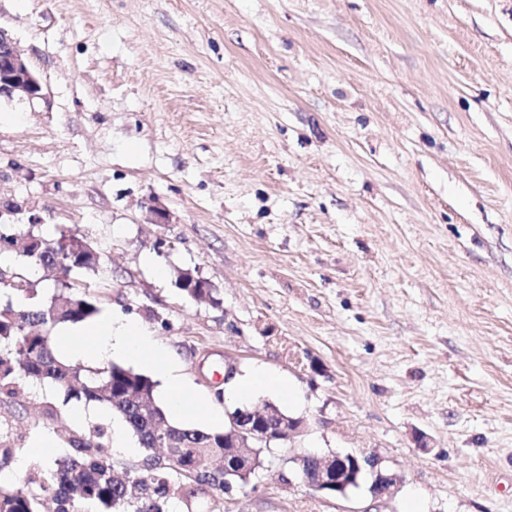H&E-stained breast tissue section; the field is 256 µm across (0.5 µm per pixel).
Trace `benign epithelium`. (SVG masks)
Listing matches in <instances>:
<instances>
[{"label":"benign epithelium","instance_id":"obj_1","mask_svg":"<svg viewBox=\"0 0 512 512\" xmlns=\"http://www.w3.org/2000/svg\"><path fill=\"white\" fill-rule=\"evenodd\" d=\"M41 80L30 67L23 53L8 30L0 27V96H18L33 100L42 96ZM229 422L224 433V484L232 477L255 470L262 465L264 451L280 445L305 431V421L300 418H282L280 422H267L268 412L252 408L247 412L228 414ZM295 464L294 475L301 483L327 494H341L347 484L346 477L352 469H361L359 459L350 453L319 454L302 449L290 458ZM394 474L377 472L371 494L375 499L389 497L397 485Z\"/></svg>","mask_w":512,"mask_h":512}]
</instances>
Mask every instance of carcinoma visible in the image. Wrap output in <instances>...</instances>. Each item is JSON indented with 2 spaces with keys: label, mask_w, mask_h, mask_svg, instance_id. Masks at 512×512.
<instances>
[{
  "label": "carcinoma",
  "mask_w": 512,
  "mask_h": 512,
  "mask_svg": "<svg viewBox=\"0 0 512 512\" xmlns=\"http://www.w3.org/2000/svg\"><path fill=\"white\" fill-rule=\"evenodd\" d=\"M2 241L11 245L5 251L29 267L56 270L60 284L74 271L100 267L77 252L73 238L63 231L46 238L31 229L0 224ZM5 251L0 249V254ZM1 288L21 300H32L38 293L37 282L0 268ZM97 312L90 298L61 287L40 303L0 304V403L14 399L26 382L50 380L73 398L107 405L137 439L140 463L133 469L118 468L99 428L75 427L55 404L45 401L44 425L69 452L55 459L48 472H30L21 487L0 482V512H43L49 502L55 504V512H83L89 503L106 512H165L163 504L174 497L188 507L206 489H224L220 469L204 466L206 460L224 455V430L172 422L156 402L155 382L145 374L115 363L96 368L73 365L60 357L52 330L85 322ZM160 439L183 470L178 481L171 479V462L155 454ZM15 454L14 443L0 434V470Z\"/></svg>",
  "instance_id": "1"
}]
</instances>
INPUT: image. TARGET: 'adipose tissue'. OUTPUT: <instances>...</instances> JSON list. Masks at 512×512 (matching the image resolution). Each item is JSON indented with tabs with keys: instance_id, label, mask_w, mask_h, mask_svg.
<instances>
[{
	"instance_id": "obj_1",
	"label": "adipose tissue",
	"mask_w": 512,
	"mask_h": 512,
	"mask_svg": "<svg viewBox=\"0 0 512 512\" xmlns=\"http://www.w3.org/2000/svg\"><path fill=\"white\" fill-rule=\"evenodd\" d=\"M58 348L90 363L117 355L149 366L168 377L165 401L174 418L195 423L215 416L207 402L174 377L173 367L158 342L139 325L104 316L89 324L66 326L60 331ZM259 391L287 396L296 404L301 401L299 392L287 379L264 368H254L238 379L236 392L240 398H248Z\"/></svg>"
}]
</instances>
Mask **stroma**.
<instances>
[{"label": "stroma", "instance_id": "stroma-1", "mask_svg": "<svg viewBox=\"0 0 512 512\" xmlns=\"http://www.w3.org/2000/svg\"><path fill=\"white\" fill-rule=\"evenodd\" d=\"M0 27L43 85L0 99L13 223L100 252L71 285L146 329L216 427L268 402L308 424L167 512H512V0H0ZM228 365L301 405L237 397ZM44 399L78 406L44 382L0 407L26 436L1 481L62 455ZM302 448L379 458L396 490L284 482ZM265 391L285 395L294 404L301 402L300 393L281 376L275 375L262 367H257L241 376L237 381L236 392L240 398H249L254 393Z\"/></svg>", "mask_w": 512, "mask_h": 512}]
</instances>
